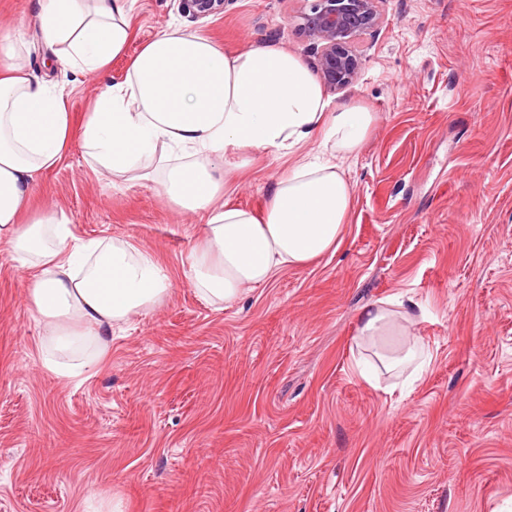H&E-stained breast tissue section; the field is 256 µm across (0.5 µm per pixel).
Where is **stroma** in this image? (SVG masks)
Returning a JSON list of instances; mask_svg holds the SVG:
<instances>
[{
    "label": "stroma",
    "instance_id": "obj_1",
    "mask_svg": "<svg viewBox=\"0 0 512 512\" xmlns=\"http://www.w3.org/2000/svg\"><path fill=\"white\" fill-rule=\"evenodd\" d=\"M300 0H226L197 22L178 0H135L132 39L96 80L66 72L35 0H0L22 65L63 91L74 127L100 86L174 23L238 51L308 58ZM363 74L329 93L376 121L342 164L353 206L335 254L216 309L193 288L205 222L157 183L93 171L80 139L28 210L56 206L82 240L151 249L170 299L112 333L82 384L46 373L24 276L0 250V512H512V0H384ZM224 155V200L263 209L294 158ZM398 298L432 361L385 371L398 337L363 343L362 308Z\"/></svg>",
    "mask_w": 512,
    "mask_h": 512
}]
</instances>
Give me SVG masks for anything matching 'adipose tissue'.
I'll return each instance as SVG.
<instances>
[{"instance_id":"adipose-tissue-1","label":"adipose tissue","mask_w":512,"mask_h":512,"mask_svg":"<svg viewBox=\"0 0 512 512\" xmlns=\"http://www.w3.org/2000/svg\"><path fill=\"white\" fill-rule=\"evenodd\" d=\"M132 2L37 0L38 28L65 68L96 74L124 54ZM25 46L22 33H0V244L34 270L24 297L42 368L81 382L109 353L113 330L154 312L172 282L149 248L79 240L61 211L26 215L38 176L68 148L70 116L61 91L17 65ZM374 120L357 105L331 107L310 66L281 47L228 52L170 25L132 57L121 83L99 89L81 141L93 170L156 182L175 209L206 214L190 280L220 307L336 252L352 205L339 161L358 152ZM311 139L318 154L278 178L262 213L221 203L227 149L279 155Z\"/></svg>"}]
</instances>
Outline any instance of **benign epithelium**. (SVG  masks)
<instances>
[{
  "label": "benign epithelium",
  "instance_id": "obj_1",
  "mask_svg": "<svg viewBox=\"0 0 512 512\" xmlns=\"http://www.w3.org/2000/svg\"><path fill=\"white\" fill-rule=\"evenodd\" d=\"M226 0H179L181 12L193 21L224 12ZM307 6L289 17L309 41L314 71L332 92L358 83L363 68L358 39L380 29L383 0H305Z\"/></svg>",
  "mask_w": 512,
  "mask_h": 512
}]
</instances>
